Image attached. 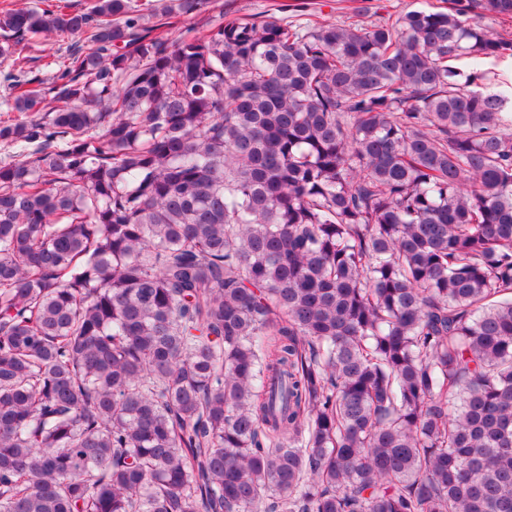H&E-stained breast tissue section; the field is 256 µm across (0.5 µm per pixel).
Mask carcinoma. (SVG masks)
I'll return each mask as SVG.
<instances>
[{
	"mask_svg": "<svg viewBox=\"0 0 512 512\" xmlns=\"http://www.w3.org/2000/svg\"><path fill=\"white\" fill-rule=\"evenodd\" d=\"M208 4L0 15V512H512V0ZM209 12L198 15H181L182 25H196L204 19L224 12V18L238 17L257 12H266L288 20L306 22L328 21L336 23L351 20L377 22L389 14L428 7L429 4L448 6L444 0H209ZM283 4L290 5L287 12L280 10ZM78 37H58L49 40L42 38L29 39L24 46L23 54L34 59V65L40 70V74L49 77L54 65L47 67V63L53 60H63L71 48L78 41ZM484 69L486 70L484 83L495 87L512 84V59L489 60Z\"/></svg>",
	"mask_w": 512,
	"mask_h": 512,
	"instance_id": "carcinoma-1",
	"label": "carcinoma"
}]
</instances>
